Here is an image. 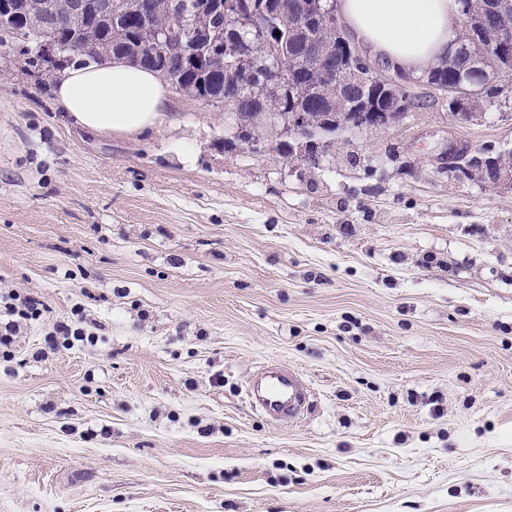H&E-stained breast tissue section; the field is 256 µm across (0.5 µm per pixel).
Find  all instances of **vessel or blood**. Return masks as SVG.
I'll return each instance as SVG.
<instances>
[{
  "label": "vessel or blood",
  "instance_id": "vessel-or-blood-1",
  "mask_svg": "<svg viewBox=\"0 0 512 512\" xmlns=\"http://www.w3.org/2000/svg\"><path fill=\"white\" fill-rule=\"evenodd\" d=\"M247 396L270 420L292 421L299 419L308 407L311 390L295 369L267 364L250 378Z\"/></svg>",
  "mask_w": 512,
  "mask_h": 512
}]
</instances>
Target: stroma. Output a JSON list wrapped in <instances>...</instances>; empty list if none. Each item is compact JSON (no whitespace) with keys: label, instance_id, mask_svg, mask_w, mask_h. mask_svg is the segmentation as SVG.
<instances>
[{"label":"stroma","instance_id":"stroma-1","mask_svg":"<svg viewBox=\"0 0 512 512\" xmlns=\"http://www.w3.org/2000/svg\"><path fill=\"white\" fill-rule=\"evenodd\" d=\"M170 109L97 134L0 70V289L46 307L0 359V512H512V189L436 159L512 151V99L316 168ZM77 305L96 344L37 358ZM269 362L301 419L246 398ZM445 157L448 158V170L460 172V168L467 170V162L470 158L477 157V155L472 154L467 145H460L454 141H447L445 151L441 153V156L437 157V159L444 160ZM247 396L270 420L292 421L299 419L308 407L311 390L295 369L267 364L250 378Z\"/></svg>","mask_w":512,"mask_h":512}]
</instances>
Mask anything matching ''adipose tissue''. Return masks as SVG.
<instances>
[{
  "label": "adipose tissue",
  "mask_w": 512,
  "mask_h": 512,
  "mask_svg": "<svg viewBox=\"0 0 512 512\" xmlns=\"http://www.w3.org/2000/svg\"><path fill=\"white\" fill-rule=\"evenodd\" d=\"M337 10L357 40L418 76L445 59L458 37L457 0H338ZM55 97L76 125L99 134L140 136L177 121L159 75L118 60L66 70Z\"/></svg>",
  "instance_id": "1"
}]
</instances>
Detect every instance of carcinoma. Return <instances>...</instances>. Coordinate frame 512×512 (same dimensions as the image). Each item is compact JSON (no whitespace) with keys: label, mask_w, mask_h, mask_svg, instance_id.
Here are the masks:
<instances>
[{"label":"carcinoma","mask_w":512,"mask_h":512,"mask_svg":"<svg viewBox=\"0 0 512 512\" xmlns=\"http://www.w3.org/2000/svg\"><path fill=\"white\" fill-rule=\"evenodd\" d=\"M44 0H29V9L18 5V0H0L10 18L0 20V47L10 49L13 57L21 63L20 72L41 83L51 80L73 65L101 63L113 57H124L133 65L147 66L144 61L139 32L147 27L163 31L171 28V18L167 0H152V8L141 12V0H116L115 9L110 15H101L92 10L82 15H68L57 22L43 26H33L28 21L29 10L38 9ZM278 15L272 25L273 37L288 40L293 54L302 62L297 65L292 110L307 116L309 126L322 128L335 123L340 118L337 109L348 100V91L336 93V87H327L313 75L315 58L325 47H337L336 29L320 21L310 28V34L299 32L298 15L295 6L298 0H274ZM198 27L208 30L212 40H224V19L213 16L208 10L195 14ZM495 31L483 28L476 22L469 28L461 29L457 43L463 47L458 53L438 63L432 70L448 82H453L460 74L472 71L474 66L487 69L508 68L512 70V44L496 46ZM51 42L56 46H81L91 49V54L83 55L67 64H53L43 53V44ZM208 61L202 52L190 56H173L166 69L160 73L163 81L178 92L204 101L212 106L224 105L230 95L243 99L238 111L224 113V125L232 132L243 130L255 152L266 146L265 132L276 128V122L285 116L278 111L279 102L269 98L259 104L256 97L261 91L263 75L259 72L250 75L241 69L222 80L207 76ZM483 165L494 162L506 179L512 181V153L494 154L487 151L481 157Z\"/></svg>","instance_id":"carcinoma-1"}]
</instances>
